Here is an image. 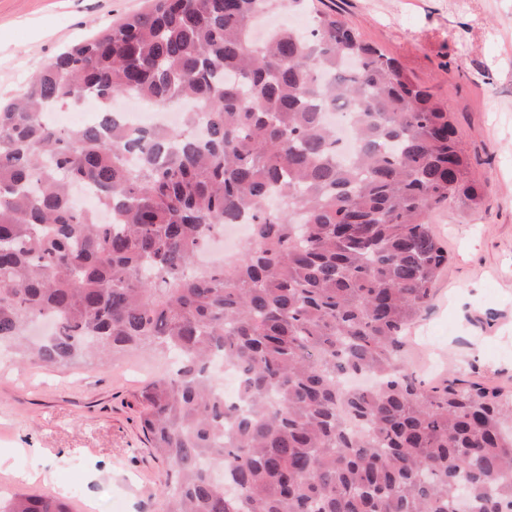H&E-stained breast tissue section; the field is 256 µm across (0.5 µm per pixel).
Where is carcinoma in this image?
Wrapping results in <instances>:
<instances>
[{
  "label": "carcinoma",
  "mask_w": 512,
  "mask_h": 512,
  "mask_svg": "<svg viewBox=\"0 0 512 512\" xmlns=\"http://www.w3.org/2000/svg\"><path fill=\"white\" fill-rule=\"evenodd\" d=\"M317 2L149 0L0 103V349L164 364L135 399L169 465L162 512H512V397L426 387L404 350L448 266L433 217L479 209L487 179L448 106ZM284 11L306 28L255 38ZM121 97L193 107L127 131ZM83 99L91 121L49 114ZM246 215L237 258L194 266ZM47 318L54 334L29 338ZM217 356L236 398L214 391ZM0 512L72 510L17 490Z\"/></svg>",
  "instance_id": "obj_1"
}]
</instances>
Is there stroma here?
<instances>
[{"label": "stroma", "mask_w": 512, "mask_h": 512, "mask_svg": "<svg viewBox=\"0 0 512 512\" xmlns=\"http://www.w3.org/2000/svg\"><path fill=\"white\" fill-rule=\"evenodd\" d=\"M361 38L442 99L483 206L437 213L448 267L415 322L411 366L427 385L458 378L512 394V0H325ZM145 0H0V98L66 46ZM133 355L106 368L46 367L0 353V488L70 495L75 512H159L168 466L135 395L155 373Z\"/></svg>", "instance_id": "1"}]
</instances>
